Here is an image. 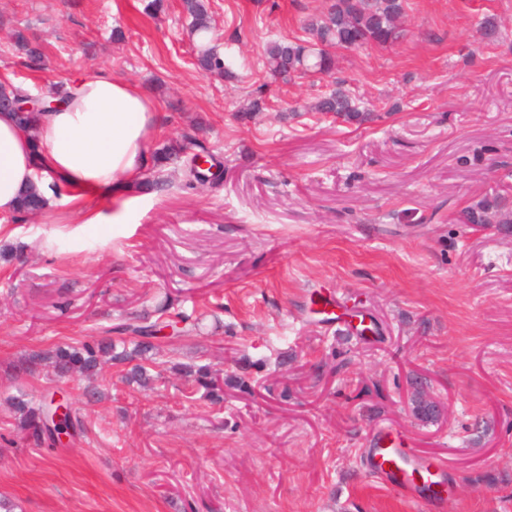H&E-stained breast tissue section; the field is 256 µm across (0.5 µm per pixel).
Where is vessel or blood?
I'll use <instances>...</instances> for the list:
<instances>
[{"instance_id": "vessel-or-blood-1", "label": "vessel or blood", "mask_w": 512, "mask_h": 512, "mask_svg": "<svg viewBox=\"0 0 512 512\" xmlns=\"http://www.w3.org/2000/svg\"><path fill=\"white\" fill-rule=\"evenodd\" d=\"M366 466L381 483L406 498L428 502L434 512H441L448 499L451 486L446 466L420 461L392 438H374Z\"/></svg>"}]
</instances>
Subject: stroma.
<instances>
[{
    "instance_id": "stroma-1",
    "label": "stroma",
    "mask_w": 512,
    "mask_h": 512,
    "mask_svg": "<svg viewBox=\"0 0 512 512\" xmlns=\"http://www.w3.org/2000/svg\"><path fill=\"white\" fill-rule=\"evenodd\" d=\"M0 0V80L107 70L160 129L121 230L89 225L111 190L56 194L0 222V500L10 512H430L377 482L389 432L445 464L443 512H512V0H404L397 43L341 50L333 77L271 79L268 41L305 38L325 0H206L231 76L194 64L181 0ZM494 20L496 38L481 35ZM24 31L44 53L26 64ZM377 120L311 111L336 82ZM264 90L262 111L241 107ZM191 135L220 163L186 185L155 152ZM501 204L507 223L474 224ZM189 316L142 387L21 360L160 303ZM224 378L213 403L176 367ZM68 396L83 430L54 449L14 402ZM441 411L427 418L418 401Z\"/></svg>"
}]
</instances>
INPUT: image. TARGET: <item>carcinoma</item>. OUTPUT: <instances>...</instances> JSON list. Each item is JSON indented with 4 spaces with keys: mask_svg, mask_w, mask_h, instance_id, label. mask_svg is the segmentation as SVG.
I'll list each match as a JSON object with an SVG mask.
<instances>
[{
    "mask_svg": "<svg viewBox=\"0 0 512 512\" xmlns=\"http://www.w3.org/2000/svg\"><path fill=\"white\" fill-rule=\"evenodd\" d=\"M183 7L191 18V33L197 38V65L200 69L219 76L232 74L233 62L218 51L212 44V25L204 0H183ZM404 11L403 0H329L326 10L319 16L307 20L306 29L311 40L282 41L271 40L265 48V67L274 79L285 82L297 75L317 73L329 75L335 67L333 50L356 49L365 46L386 47L403 37V29L398 19ZM14 45L32 61L42 56V50L31 44L21 31L12 35ZM315 109L324 114H332L350 121H364L366 115L354 102L348 91L338 86L323 96ZM199 143L189 135L181 140L164 146L162 158L169 160L174 156L186 157L183 173L187 184H204L216 178L211 172L215 166L214 158L207 159L210 167L203 169L197 163ZM43 197L37 191H29L21 197L19 213L37 214L42 210ZM163 327L159 322L150 321L145 315H136L133 321L124 322L109 328V332L118 334L114 340L97 344L84 343L80 346L58 347L50 356L53 367L66 374L78 371L92 374L100 365L99 354L110 355V360L123 365L139 358L147 359L156 345L154 332ZM137 339L132 352L115 351V342H123L126 336ZM187 375L194 377L197 386L204 389L205 396L218 403L224 400V379L212 373L209 366H189ZM52 401L43 396L39 401H18L25 429L29 437L38 444H54L50 427L49 410Z\"/></svg>",
    "mask_w": 512,
    "mask_h": 512,
    "instance_id": "cac0c4a2",
    "label": "carcinoma"
}]
</instances>
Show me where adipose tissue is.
Returning <instances> with one entry per match:
<instances>
[{
  "mask_svg": "<svg viewBox=\"0 0 512 512\" xmlns=\"http://www.w3.org/2000/svg\"><path fill=\"white\" fill-rule=\"evenodd\" d=\"M53 111L22 125L0 112V215L17 213L20 195L43 189L42 175L81 191H131L156 127V105L136 85L103 71L74 79Z\"/></svg>",
  "mask_w": 512,
  "mask_h": 512,
  "instance_id": "obj_1",
  "label": "adipose tissue"
}]
</instances>
